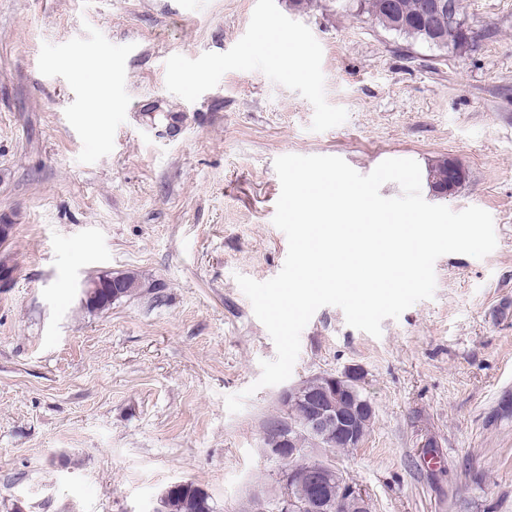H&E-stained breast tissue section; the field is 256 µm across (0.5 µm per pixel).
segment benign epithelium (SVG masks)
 I'll return each instance as SVG.
<instances>
[{"mask_svg":"<svg viewBox=\"0 0 512 512\" xmlns=\"http://www.w3.org/2000/svg\"><path fill=\"white\" fill-rule=\"evenodd\" d=\"M424 23L433 41L440 47L453 48L452 39L442 35L448 30L455 32L464 29L458 19L453 0H429L425 6ZM112 287V280L104 277H89L81 284L82 300L94 297L102 288ZM326 382L320 392H309L310 380L305 379L283 388L279 394L280 405L289 412L298 403L311 407V416L302 425L291 424L288 431L275 436L265 456L278 461L291 460L304 455L312 447L325 448L332 436H340L347 448H357L362 443L359 435L362 418H374L375 410L367 398L358 394L359 374L351 371L342 375L321 374ZM297 481L306 487V493L297 501L288 494L281 493L274 500L275 512H327L331 499L341 500L344 496L354 498L358 512L369 508V497L343 473L328 461H313L297 476Z\"/></svg>","mask_w":512,"mask_h":512,"instance_id":"obj_1","label":"benign epithelium"}]
</instances>
